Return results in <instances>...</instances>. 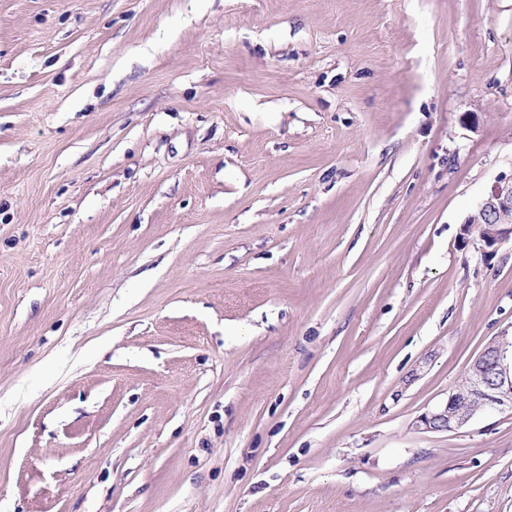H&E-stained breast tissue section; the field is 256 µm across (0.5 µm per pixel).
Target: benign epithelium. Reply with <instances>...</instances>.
Wrapping results in <instances>:
<instances>
[{"instance_id": "obj_1", "label": "benign epithelium", "mask_w": 512, "mask_h": 512, "mask_svg": "<svg viewBox=\"0 0 512 512\" xmlns=\"http://www.w3.org/2000/svg\"><path fill=\"white\" fill-rule=\"evenodd\" d=\"M483 216L478 241L493 253L512 239V178L497 182L478 204ZM512 410V340L503 336L489 342L472 362L467 376L448 392L445 404L415 421L419 429L455 432L479 412Z\"/></svg>"}]
</instances>
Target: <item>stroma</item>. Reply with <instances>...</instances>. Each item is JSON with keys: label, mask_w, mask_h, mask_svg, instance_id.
Returning a JSON list of instances; mask_svg holds the SVG:
<instances>
[{"label": "stroma", "mask_w": 512, "mask_h": 512, "mask_svg": "<svg viewBox=\"0 0 512 512\" xmlns=\"http://www.w3.org/2000/svg\"><path fill=\"white\" fill-rule=\"evenodd\" d=\"M512 0H0V512H512ZM476 214L483 216L478 241L485 253H494L512 239V177L498 181L478 204ZM512 411V336L489 342L472 362L467 376L448 392L445 404L414 422L419 429L455 432L479 412Z\"/></svg>", "instance_id": "obj_1"}]
</instances>
